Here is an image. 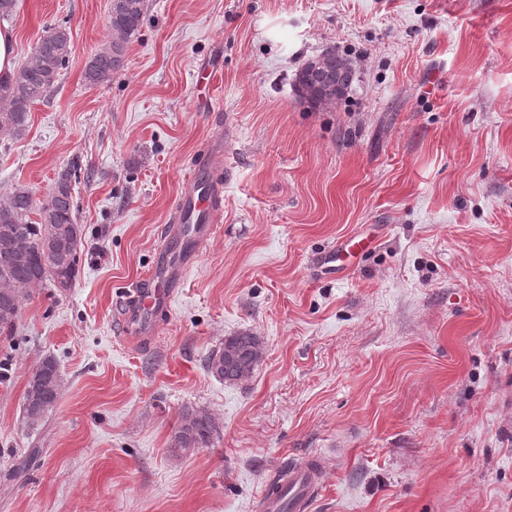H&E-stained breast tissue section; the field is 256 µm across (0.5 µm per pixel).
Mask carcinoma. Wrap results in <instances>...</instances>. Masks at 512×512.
I'll use <instances>...</instances> for the list:
<instances>
[{"label": "carcinoma", "instance_id": "cac0c4a2", "mask_svg": "<svg viewBox=\"0 0 512 512\" xmlns=\"http://www.w3.org/2000/svg\"><path fill=\"white\" fill-rule=\"evenodd\" d=\"M147 11L146 0H110L108 27L112 38L86 62L83 77L96 86L107 84L124 67L130 40L140 32ZM73 34L67 21L56 23L37 42L31 58L13 73L0 76V134L17 138L28 126L32 105L44 100L57 86L69 62ZM326 68L317 71L309 63L299 70L295 85L301 97L316 108H330L343 98L330 90L338 84L350 90L355 80L352 61L327 49ZM80 167L62 171L47 196L37 201L24 186L13 189L0 204V330L13 329L30 290L44 282L72 286L84 241V228L76 223L73 183ZM239 354L224 362V347L212 351L206 368L226 381L250 376L263 354L261 337L240 332L224 338ZM61 387L57 362L44 358L36 367L24 396V417L38 426L53 410ZM218 431L211 415L187 410L172 438V447L183 451L205 447Z\"/></svg>", "mask_w": 512, "mask_h": 512}]
</instances>
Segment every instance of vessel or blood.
Returning <instances> with one entry per match:
<instances>
[{"label":"vessel or blood","mask_w":512,"mask_h":512,"mask_svg":"<svg viewBox=\"0 0 512 512\" xmlns=\"http://www.w3.org/2000/svg\"><path fill=\"white\" fill-rule=\"evenodd\" d=\"M221 193L212 191L206 198L187 193L181 200L177 222L171 225L169 236L173 240V255H161L149 272L134 281L123 302L122 332L128 342L140 344L151 340L155 316L169 308L182 285L185 269L199 255L200 245L213 234L221 212ZM201 213V223L187 225L188 215ZM322 487L318 466L291 469L288 476V497L264 495L260 512H280L283 504H290L292 512H307Z\"/></svg>","instance_id":"1"}]
</instances>
